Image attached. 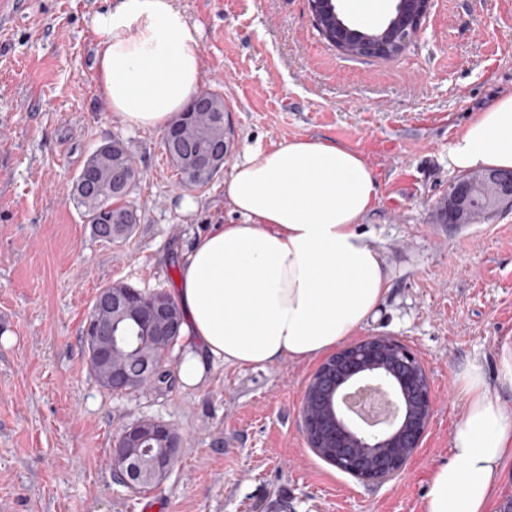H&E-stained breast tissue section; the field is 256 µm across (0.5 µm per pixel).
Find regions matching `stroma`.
<instances>
[{
  "label": "stroma",
  "instance_id": "stroma-1",
  "mask_svg": "<svg viewBox=\"0 0 512 512\" xmlns=\"http://www.w3.org/2000/svg\"><path fill=\"white\" fill-rule=\"evenodd\" d=\"M107 0H0V502L11 512H141L113 474L112 439L144 417L179 436L155 512H422L479 362L512 411L498 353L512 341V206L454 229L437 208L460 171L448 149L512 92V0H435L394 58L342 54L308 0H179L201 28L200 90L224 98L229 160L296 138L360 152L378 198L361 228L389 290L358 338L389 336L424 364L433 416L405 471L366 482L324 461L303 427L318 362L210 365L189 387L115 394L89 371L82 329L115 282L174 292L197 235L238 223L229 173L186 188L158 130L128 126L98 91L92 20ZM122 140L140 220L99 238L70 195L88 156Z\"/></svg>",
  "mask_w": 512,
  "mask_h": 512
}]
</instances>
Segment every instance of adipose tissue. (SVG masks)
<instances>
[{
    "instance_id": "obj_1",
    "label": "adipose tissue",
    "mask_w": 512,
    "mask_h": 512,
    "mask_svg": "<svg viewBox=\"0 0 512 512\" xmlns=\"http://www.w3.org/2000/svg\"><path fill=\"white\" fill-rule=\"evenodd\" d=\"M93 26L99 89L112 111L138 128H167L202 80L199 25L178 0H114ZM448 165L512 169V93L465 127ZM225 194L240 223L198 235L178 276L187 341L179 375L189 386L211 362L315 360L355 336L386 292L383 256L360 229L378 194L361 153L310 138L251 147ZM459 390L467 411L424 512H490L512 455V414L491 396L481 365L468 366Z\"/></svg>"
}]
</instances>
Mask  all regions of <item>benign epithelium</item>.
I'll return each mask as SVG.
<instances>
[{"label": "benign epithelium", "instance_id": "benign-epithelium-1", "mask_svg": "<svg viewBox=\"0 0 512 512\" xmlns=\"http://www.w3.org/2000/svg\"><path fill=\"white\" fill-rule=\"evenodd\" d=\"M433 5L434 0H397L398 24L378 38L365 40L355 55L399 53L401 44L398 36L403 32L418 34ZM353 34L361 35L363 31L350 28L340 19L329 39L339 51L348 55V40ZM491 178L500 184L498 204H512V174L494 172ZM102 307L119 311L123 303L110 296L94 302L85 325V340L96 344L94 353L98 359L112 362V392L126 393L131 390V381L118 366L114 329L101 325L97 319ZM143 320L158 326L156 340L164 344L170 330L164 310L154 305ZM351 360L356 362V366L336 381L335 388H326L317 380L313 390L307 393L303 404L307 439L310 447L322 449L331 457V464L347 470L356 478L363 481L385 480L404 471L428 429L433 413L429 377L422 362L404 346L381 336H371L339 350L321 368ZM382 387L394 392L401 405V414L384 429H365L349 415L352 410L348 403L351 392ZM142 434L168 438L167 447L155 449L167 472L173 467L180 447L178 436L162 421L147 418L125 428L113 439L110 462L112 470L133 490L137 489L141 479V468L139 457L134 455L130 445L139 441Z\"/></svg>", "mask_w": 512, "mask_h": 512}]
</instances>
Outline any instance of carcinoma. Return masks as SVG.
Wrapping results in <instances>:
<instances>
[{
    "label": "carcinoma",
    "mask_w": 512,
    "mask_h": 512,
    "mask_svg": "<svg viewBox=\"0 0 512 512\" xmlns=\"http://www.w3.org/2000/svg\"><path fill=\"white\" fill-rule=\"evenodd\" d=\"M198 99L205 103L204 111L184 117L176 115L171 126L182 130V136L171 142L162 137L164 149L180 174L181 181L191 187H203L224 170V164L213 163L206 173L198 166V156L213 157L224 151V98L213 92H202ZM136 181V170L126 145L120 140L100 145L87 159L75 178L71 192L74 201L84 209V216L94 229L112 225L113 239L126 237L138 221L137 211L122 203ZM467 186L469 212L475 221L489 216L496 201L497 186L490 181L488 171H476L461 178ZM459 183L448 187V198L440 208L444 224H457L453 196ZM114 288L125 290L124 325L120 333L126 350L122 351V366L128 377L147 381L159 387L164 380L149 379L146 364L160 357L152 340L153 331L139 321L140 311L156 302L151 293H144L125 283H114Z\"/></svg>",
    "instance_id": "carcinoma-1"
}]
</instances>
